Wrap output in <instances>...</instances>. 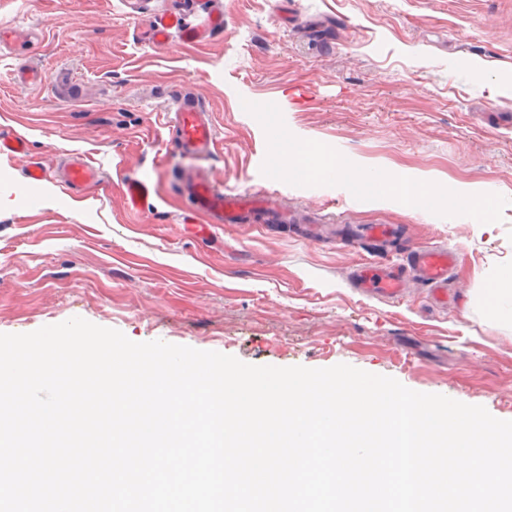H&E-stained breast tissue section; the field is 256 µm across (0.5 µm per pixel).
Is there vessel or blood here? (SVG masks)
<instances>
[{"instance_id": "obj_1", "label": "vessel or blood", "mask_w": 512, "mask_h": 512, "mask_svg": "<svg viewBox=\"0 0 512 512\" xmlns=\"http://www.w3.org/2000/svg\"><path fill=\"white\" fill-rule=\"evenodd\" d=\"M175 29L180 31L183 42H205L223 32L224 14L210 13L208 24L203 28L184 26L175 13L162 16L149 31L150 43L166 44ZM173 106L176 147L182 153L207 158L217 141V133L205 107L186 97L175 98ZM5 150L26 156L28 187L23 201L29 206L36 205L38 186L52 179L49 170L41 160L30 156L27 142L16 133H0V152ZM103 179L104 171L93 158L79 156L65 166L60 182L65 194L71 197L99 185ZM120 189L127 207L132 209L142 208L152 195L150 184L139 179L121 182ZM182 190L190 202V215L202 217L207 224H283L288 220L287 210L276 199L264 194L225 191L203 166L184 175ZM459 259V253L451 248L411 246L407 249L406 267L377 262L364 264L354 270L353 286L367 296L396 299L403 295L405 276L411 273L429 288L435 302L444 304L448 301V279Z\"/></svg>"}]
</instances>
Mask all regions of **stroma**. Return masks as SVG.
<instances>
[{
    "label": "stroma",
    "mask_w": 512,
    "mask_h": 512,
    "mask_svg": "<svg viewBox=\"0 0 512 512\" xmlns=\"http://www.w3.org/2000/svg\"><path fill=\"white\" fill-rule=\"evenodd\" d=\"M0 0V24L37 35L0 50V126L53 172L74 152L105 173L83 201L46 187L25 209L23 158L0 154V333L73 317L135 342L163 340L259 366L345 363L512 420V320L481 297L512 267V0ZM224 30L206 43L154 47V17L174 8ZM64 73L24 87L20 70ZM212 112L206 159L224 189L280 197L294 224H222L197 235L182 216L195 161L166 125L175 96ZM312 141L386 178L430 177L438 200L394 197L294 176L288 151ZM155 189L129 211L121 178ZM495 204L489 225L455 205L459 185ZM322 223L319 239L303 225ZM395 224L409 245L460 260L447 304L408 278L397 300L352 286L358 264L401 263L398 248L340 242L335 225Z\"/></svg>",
    "instance_id": "1"
}]
</instances>
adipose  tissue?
<instances>
[{
  "instance_id": "ef3b65f1",
  "label": "adipose tissue",
  "mask_w": 512,
  "mask_h": 512,
  "mask_svg": "<svg viewBox=\"0 0 512 512\" xmlns=\"http://www.w3.org/2000/svg\"><path fill=\"white\" fill-rule=\"evenodd\" d=\"M288 163L292 173H328L355 188L367 187L377 193L394 194L414 209L419 208L436 193L431 184L421 180L401 178L388 182L377 176L369 177L368 173L327 151L325 147L315 144L304 143L292 147L288 154Z\"/></svg>"
}]
</instances>
